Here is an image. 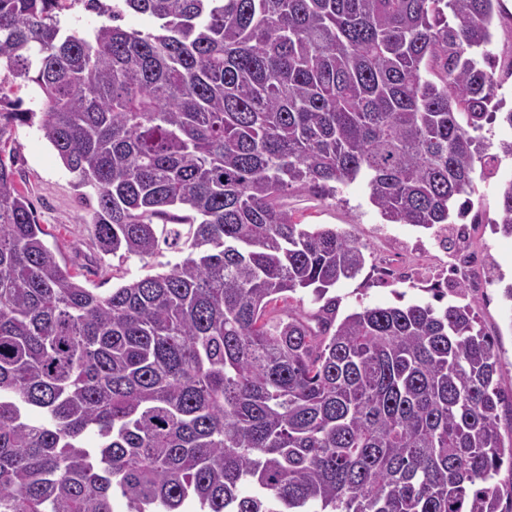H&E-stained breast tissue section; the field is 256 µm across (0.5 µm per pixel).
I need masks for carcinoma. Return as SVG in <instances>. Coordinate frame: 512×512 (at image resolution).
Segmentation results:
<instances>
[{
  "label": "carcinoma",
  "instance_id": "cac0c4a2",
  "mask_svg": "<svg viewBox=\"0 0 512 512\" xmlns=\"http://www.w3.org/2000/svg\"><path fill=\"white\" fill-rule=\"evenodd\" d=\"M107 21L80 34L75 4ZM133 12L145 31L115 21ZM504 0H0V138L37 124L102 251L186 248L102 295L0 158V512H501V361L469 305L329 290L362 246L280 199L361 180L382 218L466 216L512 129ZM512 235V180L499 187ZM463 202H458V199ZM323 302L304 317L269 306ZM315 324H310V321ZM251 493L244 495L241 487Z\"/></svg>",
  "mask_w": 512,
  "mask_h": 512
}]
</instances>
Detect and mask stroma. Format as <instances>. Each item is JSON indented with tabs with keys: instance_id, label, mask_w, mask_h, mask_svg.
Masks as SVG:
<instances>
[{
	"instance_id": "1",
	"label": "stroma",
	"mask_w": 512,
	"mask_h": 512,
	"mask_svg": "<svg viewBox=\"0 0 512 512\" xmlns=\"http://www.w3.org/2000/svg\"><path fill=\"white\" fill-rule=\"evenodd\" d=\"M0 156L13 159L18 186L47 229L46 243L57 261L85 287L106 294L132 280L166 272L181 260V252L166 245L143 260L103 253L87 223L89 200L36 127L18 125L1 137ZM511 179L512 157L506 156L494 175L479 182L472 216L449 225L444 233L386 223L360 181L339 186L332 198L291 189L281 199L300 223L345 231L363 248L366 263L361 273L329 292L336 300L337 318L361 307L430 301L434 284L442 288L445 302L473 307L480 327L494 339L503 367L498 413L506 440L512 438V301L504 290L512 285V236L504 235L495 222L498 188ZM464 256L473 266L470 277L462 280L453 268Z\"/></svg>"
}]
</instances>
